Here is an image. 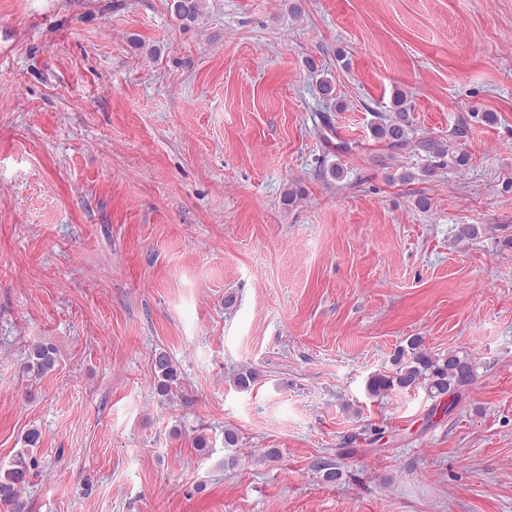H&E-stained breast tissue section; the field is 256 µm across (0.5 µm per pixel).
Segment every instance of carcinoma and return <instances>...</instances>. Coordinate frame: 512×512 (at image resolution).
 I'll return each mask as SVG.
<instances>
[{
  "label": "carcinoma",
  "mask_w": 512,
  "mask_h": 512,
  "mask_svg": "<svg viewBox=\"0 0 512 512\" xmlns=\"http://www.w3.org/2000/svg\"><path fill=\"white\" fill-rule=\"evenodd\" d=\"M171 10L180 21L194 22L203 11V0H172ZM406 97L398 94L394 98L396 116L387 118L375 128L376 135L388 141L390 147L401 148L409 141V125L405 107ZM394 362L395 372L377 374L368 383V390L374 395H386L395 390L422 388L429 397L441 400L454 396L471 385L475 379V367L470 357L458 351L446 357H434L424 351L422 341L413 338L408 347L398 350ZM56 363V350L47 343L38 342L29 351L24 368L36 376L52 371ZM157 388L165 393L177 377L171 357L157 352L153 358ZM40 433L33 429L25 436L26 448L17 452L8 466H0V503L12 512H24L25 506L19 491L30 478L36 476L37 460L33 448L39 443Z\"/></svg>",
  "instance_id": "cac0c4a2"
}]
</instances>
